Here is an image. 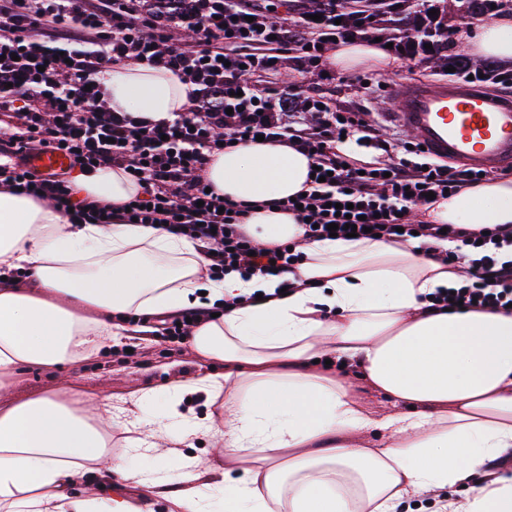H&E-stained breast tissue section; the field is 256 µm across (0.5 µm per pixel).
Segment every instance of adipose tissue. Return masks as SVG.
Segmentation results:
<instances>
[{"mask_svg":"<svg viewBox=\"0 0 512 512\" xmlns=\"http://www.w3.org/2000/svg\"><path fill=\"white\" fill-rule=\"evenodd\" d=\"M479 58L512 60V13L460 33ZM346 69L395 67L376 42L336 43ZM112 109L157 120L184 111L188 86L170 71L129 63L105 79ZM309 158L281 143L214 152L204 175L234 201L256 204L246 229L259 247L298 243L304 259L280 278H208L195 241L148 224H71L49 202L0 187V512H138L122 490L83 485L89 472L150 488L166 474L113 460L106 423L61 386L9 401L26 368L58 367L127 337L121 315L189 310L222 302L217 318L189 332L207 366L169 379L122 409L138 435L135 454L173 442L168 471L183 487L177 512H396L411 496L469 483L440 512H512V314L444 311L430 296L456 286L459 268L421 240H314L294 214L269 208L306 190ZM81 195L117 206L139 190L122 170L74 174ZM430 223L477 230L512 225V179L484 181L430 204ZM31 271V288L12 282ZM345 363L344 375L319 362ZM223 363L213 371L210 361ZM396 408L378 418L354 397L357 384ZM223 398L206 425L180 411L186 396ZM208 435L229 467L220 495L200 479L206 464L176 444Z\"/></svg>","mask_w":512,"mask_h":512,"instance_id":"obj_1","label":"adipose tissue"}]
</instances>
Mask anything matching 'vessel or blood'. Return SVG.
Returning <instances> with one entry per match:
<instances>
[{
    "mask_svg": "<svg viewBox=\"0 0 512 512\" xmlns=\"http://www.w3.org/2000/svg\"><path fill=\"white\" fill-rule=\"evenodd\" d=\"M394 120L416 133L432 156L460 159L471 168L494 171L512 165V100L486 96L479 87L403 80L392 84ZM55 151L33 156L31 170L47 175L67 170Z\"/></svg>",
    "mask_w": 512,
    "mask_h": 512,
    "instance_id": "vessel-or-blood-1",
    "label": "vessel or blood"
}]
</instances>
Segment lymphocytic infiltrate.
Here are the masks:
<instances>
[{"label":"lymphocytic infiltrate","instance_id":"f902f5d3","mask_svg":"<svg viewBox=\"0 0 512 512\" xmlns=\"http://www.w3.org/2000/svg\"><path fill=\"white\" fill-rule=\"evenodd\" d=\"M148 0H0V185L44 199L71 221L111 224L113 219L156 223L198 241L212 278L237 272L284 275L302 259L299 251L256 247L243 226L252 206L211 191L203 172L220 148L255 140L287 143L325 172L311 178L306 194L276 201L304 220L306 238H326L329 224L346 237L348 216L365 219L367 233L406 242L452 239L464 261L459 287L436 292L434 307L508 312L512 309V226L474 232L457 225L412 221L429 195L457 194L480 183L478 171H452L431 162L420 143L398 161L364 167L338 145L342 136L375 128L362 112L323 106L322 96L303 100V117L289 119L282 91L261 86L262 73L277 70L297 53L305 71L322 67L336 36V9L320 20L280 16L272 0H191L188 13L159 20ZM129 62L158 64L191 83L190 104L174 117L150 121L105 105L104 71ZM60 151L90 172L123 170L141 187L125 207L76 200L66 174L43 176L27 168L34 152Z\"/></svg>","mask_w":512,"mask_h":512}]
</instances>
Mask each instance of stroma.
I'll list each match as a JSON object with an SVG mask.
<instances>
[{"label": "stroma", "instance_id": "1", "mask_svg": "<svg viewBox=\"0 0 512 512\" xmlns=\"http://www.w3.org/2000/svg\"><path fill=\"white\" fill-rule=\"evenodd\" d=\"M377 70L367 68L345 70L326 62L324 72L303 73L295 58L284 60L278 71L265 78L269 88L288 87L298 96L320 94L331 98L346 112L370 113L380 135V143L355 141L357 154L371 156L374 163L398 160L400 143L408 132L390 121V93L377 83ZM160 318L145 316L144 320L127 326L126 344L105 348L91 356L59 369L54 374L33 369L19 376L13 391L14 400H24L45 391L50 376L73 381L83 393L86 405L94 413H105L108 407L120 406L145 388L162 387L169 375H193L201 358L189 343L162 339L157 332Z\"/></svg>", "mask_w": 512, "mask_h": 512}]
</instances>
